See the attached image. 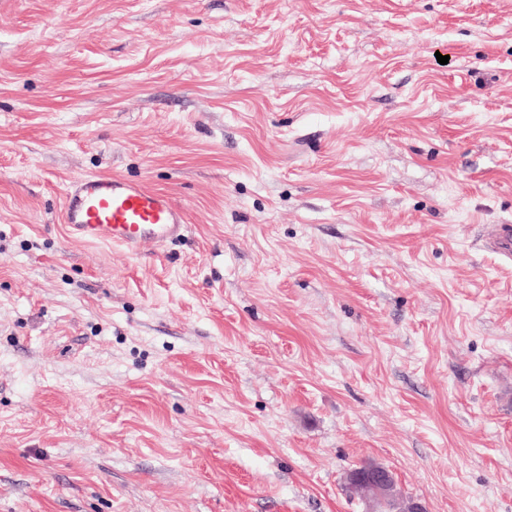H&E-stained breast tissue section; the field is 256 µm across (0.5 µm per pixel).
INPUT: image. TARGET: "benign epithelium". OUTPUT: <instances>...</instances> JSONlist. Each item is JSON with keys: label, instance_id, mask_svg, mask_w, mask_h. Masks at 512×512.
<instances>
[{"label": "benign epithelium", "instance_id": "1", "mask_svg": "<svg viewBox=\"0 0 512 512\" xmlns=\"http://www.w3.org/2000/svg\"><path fill=\"white\" fill-rule=\"evenodd\" d=\"M346 481L349 487L359 490L365 512H382L381 507L387 504L392 505L393 512H426L421 502L400 494L393 473L383 466H360L348 472Z\"/></svg>", "mask_w": 512, "mask_h": 512}]
</instances>
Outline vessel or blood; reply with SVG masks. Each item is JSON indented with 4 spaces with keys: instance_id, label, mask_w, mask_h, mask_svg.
<instances>
[{
    "instance_id": "obj_1",
    "label": "vessel or blood",
    "mask_w": 512,
    "mask_h": 512,
    "mask_svg": "<svg viewBox=\"0 0 512 512\" xmlns=\"http://www.w3.org/2000/svg\"><path fill=\"white\" fill-rule=\"evenodd\" d=\"M62 221L76 240L107 242L131 254L139 253L147 242L173 241L187 229L183 208L167 193L102 175H84L71 183ZM489 243L503 258L512 260V224L497 225Z\"/></svg>"
}]
</instances>
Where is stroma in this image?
<instances>
[{"label":"stroma","instance_id":"obj_1","mask_svg":"<svg viewBox=\"0 0 512 512\" xmlns=\"http://www.w3.org/2000/svg\"><path fill=\"white\" fill-rule=\"evenodd\" d=\"M86 174L184 237L74 240ZM494 224L512 0H0V512H512ZM364 465L348 472L347 484L356 487L366 505L365 512H382V506L391 503L393 512H426L425 506L412 498L403 497L397 490L393 473L385 467Z\"/></svg>","mask_w":512,"mask_h":512}]
</instances>
